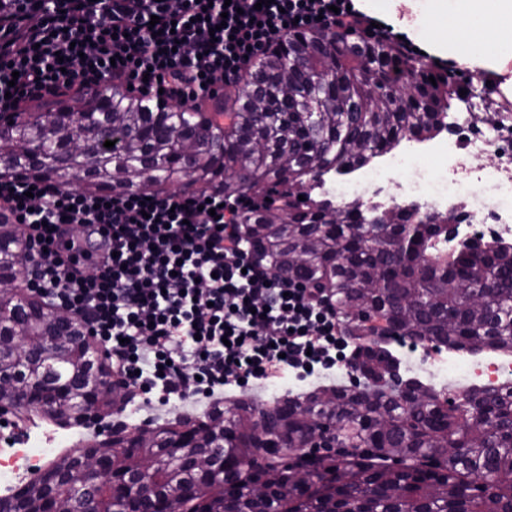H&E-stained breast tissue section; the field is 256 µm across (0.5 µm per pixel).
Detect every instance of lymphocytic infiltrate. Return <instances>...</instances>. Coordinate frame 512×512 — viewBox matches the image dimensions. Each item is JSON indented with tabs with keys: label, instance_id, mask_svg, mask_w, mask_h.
<instances>
[{
	"label": "lymphocytic infiltrate",
	"instance_id": "obj_1",
	"mask_svg": "<svg viewBox=\"0 0 512 512\" xmlns=\"http://www.w3.org/2000/svg\"><path fill=\"white\" fill-rule=\"evenodd\" d=\"M0 0V116L106 87L214 112L274 41L295 29L372 27L355 0ZM157 30H150L152 17ZM241 194L95 195L0 179V213L26 225L28 290L78 317L116 382L157 402L333 369L350 342L327 291L272 277L240 217Z\"/></svg>",
	"mask_w": 512,
	"mask_h": 512
}]
</instances>
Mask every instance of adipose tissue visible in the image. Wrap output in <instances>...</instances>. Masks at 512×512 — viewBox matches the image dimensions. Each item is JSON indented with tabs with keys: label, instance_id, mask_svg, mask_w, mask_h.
I'll return each instance as SVG.
<instances>
[{
	"label": "adipose tissue",
	"instance_id": "ef3b65f1",
	"mask_svg": "<svg viewBox=\"0 0 512 512\" xmlns=\"http://www.w3.org/2000/svg\"><path fill=\"white\" fill-rule=\"evenodd\" d=\"M440 7L453 18H466L464 40L449 39L447 28H439L437 41L449 43L460 63L483 65L488 47L512 50V0H420L421 13L412 28L423 33L429 27L433 7Z\"/></svg>",
	"mask_w": 512,
	"mask_h": 512
}]
</instances>
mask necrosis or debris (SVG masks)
Masks as SVG:
<instances>
[{
	"label": "necrosis or debris",
	"instance_id": "4bbe7bcc",
	"mask_svg": "<svg viewBox=\"0 0 512 512\" xmlns=\"http://www.w3.org/2000/svg\"><path fill=\"white\" fill-rule=\"evenodd\" d=\"M447 131L425 139H402L370 162L334 177L336 200L371 198L373 188L406 207L429 206L462 215L456 241L477 237L487 244L512 238V149L498 130L473 126L463 113H449ZM399 367L423 377L435 391L494 390L512 383V354L456 350L431 356L400 357ZM54 441L46 433H27L0 450V483L12 484L37 467Z\"/></svg>",
	"mask_w": 512,
	"mask_h": 512
}]
</instances>
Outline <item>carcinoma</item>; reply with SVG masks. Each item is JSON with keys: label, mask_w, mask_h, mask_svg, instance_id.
<instances>
[{"label": "carcinoma", "mask_w": 512, "mask_h": 512, "mask_svg": "<svg viewBox=\"0 0 512 512\" xmlns=\"http://www.w3.org/2000/svg\"><path fill=\"white\" fill-rule=\"evenodd\" d=\"M326 30H302L274 42L243 90L219 115L196 107L158 108L120 91L75 94L37 102L13 121L0 120V177L50 179L88 194L117 189L243 194L250 241L282 274L326 289L347 335L360 341L356 368L363 383L313 389L304 397L259 408L241 402L207 413L191 448H175L160 428L132 451L99 444L109 471L131 480L141 461L161 470L151 498L173 512H512V385L468 392L440 402L393 383L392 366L369 339L395 338L437 350L485 348L512 352V242L443 249V224L453 213L395 207L390 224L365 223L360 200L337 202L310 187L316 175L366 164L402 138L426 139L450 112H474L467 86L419 62L408 79L406 56L393 44L346 34L325 50ZM300 61L296 69L292 62ZM434 77L431 83L428 77ZM83 149L63 136L74 114ZM117 149L102 148L106 137ZM304 196L301 201L298 196ZM16 225L0 215V275L18 276ZM15 295L0 294V406L14 402L21 377L53 392L46 416H66L87 399L91 355L50 348L54 327L41 306L13 311ZM335 402L332 414L322 397ZM326 424L344 449L314 463L298 484L271 454L269 439L286 442L301 459L314 425ZM224 464L202 472L188 458L202 449ZM83 450L53 461L55 482L28 487L17 512H39L50 498L87 484ZM266 458L257 479L267 497L252 495L244 465ZM223 486L206 501L188 490ZM112 512H139L124 489L110 492Z\"/></svg>", "instance_id": "carcinoma-1"}]
</instances>
